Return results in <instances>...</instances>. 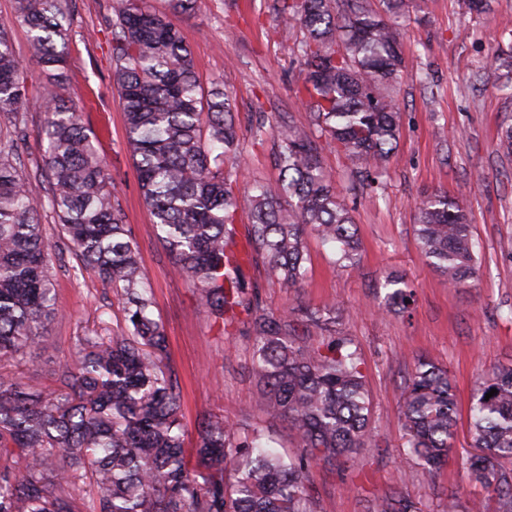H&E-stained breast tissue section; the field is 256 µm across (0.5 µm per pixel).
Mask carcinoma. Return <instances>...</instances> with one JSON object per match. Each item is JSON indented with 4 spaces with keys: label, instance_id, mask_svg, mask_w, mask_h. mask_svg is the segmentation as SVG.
Listing matches in <instances>:
<instances>
[{
    "label": "carcinoma",
    "instance_id": "1",
    "mask_svg": "<svg viewBox=\"0 0 512 512\" xmlns=\"http://www.w3.org/2000/svg\"><path fill=\"white\" fill-rule=\"evenodd\" d=\"M67 0H14V19L31 33V63L66 81L71 19ZM197 0H169L158 13L146 0H111L112 86L123 103L126 140L141 197L174 273L197 288L201 305L226 327L246 315L251 371L269 419L286 421L298 451L282 453L269 431L240 432L221 413L197 424L196 464L187 460L177 383L166 373L167 336L153 314L141 256L116 207L108 166L84 104L41 100L46 114L39 164L47 204L79 268H91L122 304L124 328L76 337L74 359L47 392L18 367L36 346L55 350L43 330L58 314L54 270L62 250L46 238L42 204L22 169L18 139L0 137V512H313V470L351 471L374 440L373 405L361 344L336 307L298 304L269 311L258 287L241 282L235 228L251 218L245 254L284 288L303 282L313 235L338 265L361 259L357 224L316 140L279 132V173L242 190L234 99L206 88L175 14ZM406 0H282L281 20L300 24L296 44L305 79L296 97L310 110L318 138L336 146L372 189L400 137L395 88L403 68L400 18ZM27 66L0 25V119L20 133L31 98ZM416 236L427 264L458 288L474 278L477 249L467 212L444 192L417 207ZM388 305L402 312L415 289L388 280ZM492 397H486L491 390ZM457 400L448 370L416 358L404 382V455L432 475L448 464ZM471 483L484 495L436 512H512V364L480 382L469 408ZM379 512H423L395 493Z\"/></svg>",
    "mask_w": 512,
    "mask_h": 512
}]
</instances>
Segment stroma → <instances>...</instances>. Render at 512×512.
Masks as SVG:
<instances>
[{"mask_svg": "<svg viewBox=\"0 0 512 512\" xmlns=\"http://www.w3.org/2000/svg\"><path fill=\"white\" fill-rule=\"evenodd\" d=\"M111 0H69L73 43L69 91L81 97L83 120L112 176L117 202L141 255L153 289L154 316L164 326L167 366L176 379L186 425L185 445L197 441L196 423L208 410H223L240 430L269 424L276 446L293 451L287 423L267 422L257 399L260 388L248 372L247 341L238 329L224 331L200 302L198 292L175 275L138 186L127 150L120 100L112 89ZM276 0H198L195 13L177 17L203 83L222 82L235 99L240 147L249 180L277 178L279 141L256 139L258 115L271 124L311 130L308 112L294 94L305 71L294 48L299 27L284 28ZM404 68L397 87L401 135L375 191H362L350 164L335 148L322 147L320 160L343 189L361 240L355 269L335 265L330 250L309 239L310 263L301 287L272 282L261 264L243 269L259 284L265 305L279 312L295 302L334 306L363 346L367 388L373 404L377 448L365 451L362 472L339 478L314 470L316 512H376L382 498L400 493L435 506L448 495L464 497L471 486L462 465L470 450L468 408L483 373L512 363V154L497 143L512 126V97L495 88L501 58L512 54V0H492L489 11L470 13L464 0H408L401 28ZM46 116L26 114L19 153L38 200L45 183L38 161ZM441 191L461 199L479 243L478 272L466 287L451 288L423 261L415 231L416 205ZM405 274L416 290L411 316L382 308L385 278ZM60 315L46 327L54 355L30 350L21 372L25 381L53 391L60 364L69 359L76 336L87 327L123 323L111 286L89 270L57 269ZM446 367L454 380L458 426L447 467L425 473L402 450L399 422L405 377L416 356Z\"/></svg>", "mask_w": 512, "mask_h": 512, "instance_id": "1", "label": "stroma"}]
</instances>
